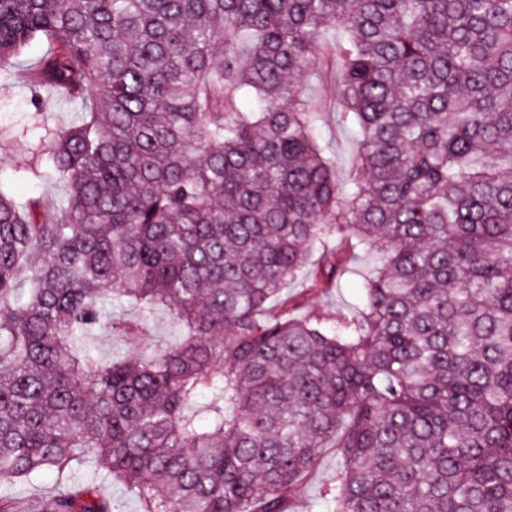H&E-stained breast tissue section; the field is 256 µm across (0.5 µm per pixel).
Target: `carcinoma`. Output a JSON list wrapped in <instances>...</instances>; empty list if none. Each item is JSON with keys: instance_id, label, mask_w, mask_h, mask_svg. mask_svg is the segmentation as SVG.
Masks as SVG:
<instances>
[{"instance_id": "carcinoma-1", "label": "carcinoma", "mask_w": 512, "mask_h": 512, "mask_svg": "<svg viewBox=\"0 0 512 512\" xmlns=\"http://www.w3.org/2000/svg\"><path fill=\"white\" fill-rule=\"evenodd\" d=\"M42 35L19 138L66 193L0 189V482L91 462L50 512H119L112 481L288 512L339 448L318 512H512V0H0V67ZM45 90L80 121L46 125ZM315 249L307 289L356 275L362 304L267 314ZM158 308L183 335L87 342ZM322 120V137L330 142L336 153V163L342 174L346 175L355 150L350 134L336 123V112H322ZM91 342L105 359H111L112 356L131 355L135 353L137 348L136 344L113 337V335L106 330L97 332L91 338Z\"/></svg>"}]
</instances>
